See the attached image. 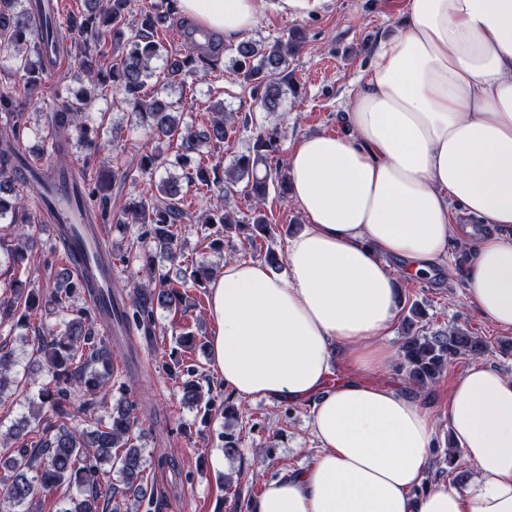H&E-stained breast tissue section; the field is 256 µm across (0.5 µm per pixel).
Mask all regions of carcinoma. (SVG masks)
<instances>
[{"label":"carcinoma","mask_w":512,"mask_h":512,"mask_svg":"<svg viewBox=\"0 0 512 512\" xmlns=\"http://www.w3.org/2000/svg\"><path fill=\"white\" fill-rule=\"evenodd\" d=\"M43 6V0H0V37L6 40V47L16 51V72L20 73L17 83L0 88V112L13 120L9 133L0 137V220L8 219L12 225L34 222L35 215L25 212L17 188L37 193L40 185L59 182L78 190L90 228L97 224H139L149 244L173 260L182 256L181 232L187 222L216 225L220 227L219 235L245 225L253 241L271 235L266 198L272 191L280 196L288 194V174L278 168L261 172L259 165L279 152L278 132H257L246 151L225 168L215 153L224 147L237 125H247L248 118L226 111L224 103L217 101L208 123L199 125L185 120L177 103L145 89L153 63L172 55V45L159 33V28L168 22L182 31L185 41L184 52L169 65L170 81L199 70L221 76L224 51L229 50L235 53V72L240 82L249 87L254 102L265 112H276L285 95L280 74L288 67V57L303 47L302 37L294 34L271 43L244 39L229 49L220 42L213 49L203 50L185 21L173 18L172 8L168 10V21L159 12L143 11L132 22V0H90L87 12L78 18L51 17L44 13ZM75 28L81 32L82 42L69 44L67 34ZM45 32L55 39V53L78 61L91 83L90 91L63 98L51 113L52 152H61V136L73 132L88 149L97 147V131L87 124L86 111L92 99L112 89L123 96L135 124L159 139L178 142L172 159L145 151L137 163L141 176L151 180L159 171L171 167L180 169L181 175L162 178L157 192L141 194L115 207L111 188L116 171L121 169L118 164L94 179L65 165L46 167L38 173L39 182H34L29 162L19 150L23 137L20 119L30 105L41 101L51 71L52 57L43 52ZM190 192L209 196L213 208L200 216L193 215L185 205ZM236 194L252 201L249 214L243 219L221 207L222 201ZM28 240L22 230L0 232V254L7 258L6 268H0V278L8 283V287L0 289V324L11 321L16 327L24 326L42 302L41 290L31 287V279H22L27 272ZM109 256L127 267L137 265L147 273L148 283L135 285L126 298L118 300L113 294L111 299L112 320L126 330H136L150 344L157 336L156 310L178 314L185 305L187 282L201 288L213 276V268L208 265L187 263L175 280L155 267L152 254L147 251L126 250ZM95 294L101 296L104 291L88 277L76 278L68 267L56 275L50 295L62 318L50 331L49 340L39 346L50 376V381L40 388L35 417L44 424L45 437L29 441L23 427H14L13 447L0 451V485L4 490L0 512H26L25 505L32 502L35 493L49 494L63 485L76 487L79 496L69 498L61 512H106L99 509V489L101 480L114 469L125 492L147 503V512L155 508L153 496L144 487L143 450L132 443L138 423L132 404L123 397L118 399L109 422L94 430L67 424L73 392L89 396L84 404L92 405L112 383V345L100 336L101 313L91 299ZM76 298L85 299L87 305L73 306ZM486 348L482 338L459 327L422 332L402 343L397 368L410 388L423 391L436 383L448 363L479 356ZM169 372L178 379L184 400L195 406L200 404L202 387L195 367L177 360ZM114 448L122 449V453L112 454ZM40 458L43 465L37 475H28L30 462Z\"/></svg>","instance_id":"carcinoma-1"}]
</instances>
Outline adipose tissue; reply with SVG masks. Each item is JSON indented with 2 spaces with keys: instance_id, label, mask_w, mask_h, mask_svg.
<instances>
[{
  "instance_id": "adipose-tissue-1",
  "label": "adipose tissue",
  "mask_w": 512,
  "mask_h": 512,
  "mask_svg": "<svg viewBox=\"0 0 512 512\" xmlns=\"http://www.w3.org/2000/svg\"><path fill=\"white\" fill-rule=\"evenodd\" d=\"M263 0H179L225 38ZM341 134L289 146L304 230L285 275L230 260L209 286L211 361L243 399H314L320 451L264 481L251 512H512V376L472 365L448 397V431L475 466L469 487L422 488L435 430L422 392L369 384L399 311L387 259L420 277L461 244L451 212L491 226L464 271L466 303L512 328V0H410L353 92ZM354 375L328 383L336 357Z\"/></svg>"
}]
</instances>
